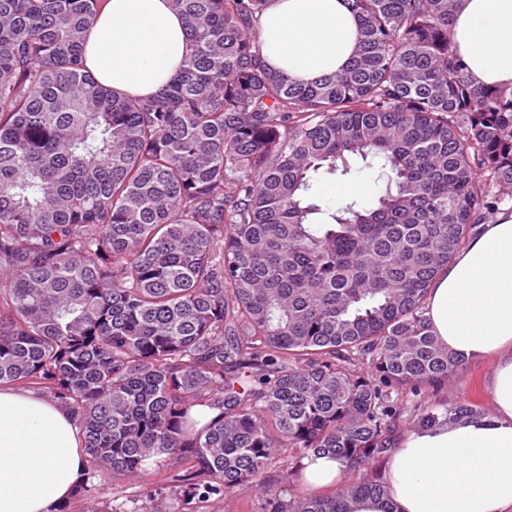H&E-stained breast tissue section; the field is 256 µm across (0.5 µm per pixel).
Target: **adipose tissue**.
Returning <instances> with one entry per match:
<instances>
[{"label": "adipose tissue", "mask_w": 512, "mask_h": 512, "mask_svg": "<svg viewBox=\"0 0 512 512\" xmlns=\"http://www.w3.org/2000/svg\"><path fill=\"white\" fill-rule=\"evenodd\" d=\"M358 37L347 0H272L260 23L265 63L304 82L346 66ZM451 42L472 83L512 88V0H458ZM188 49L172 0H106L83 60L100 84L151 97ZM426 316L449 352L491 362L492 411L410 431L386 460V497L357 499L352 512H512V209L479 225L438 273ZM302 475L308 489L337 488L344 467L312 456ZM84 477L71 410L0 387V512H50Z\"/></svg>", "instance_id": "adipose-tissue-1"}]
</instances>
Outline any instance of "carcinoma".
<instances>
[{
	"mask_svg": "<svg viewBox=\"0 0 512 512\" xmlns=\"http://www.w3.org/2000/svg\"><path fill=\"white\" fill-rule=\"evenodd\" d=\"M102 2L0 0V386L72 410L91 478L185 459L186 505L244 485L264 512L385 496L366 470L403 413H477L417 401L464 364L426 301L512 202V89L466 77L457 0H348L353 59L311 82L262 61L271 0H173L189 51L140 98L83 65ZM350 154L394 188L314 223L312 175ZM315 453L365 474L298 495Z\"/></svg>",
	"mask_w": 512,
	"mask_h": 512,
	"instance_id": "cac0c4a2",
	"label": "carcinoma"
}]
</instances>
